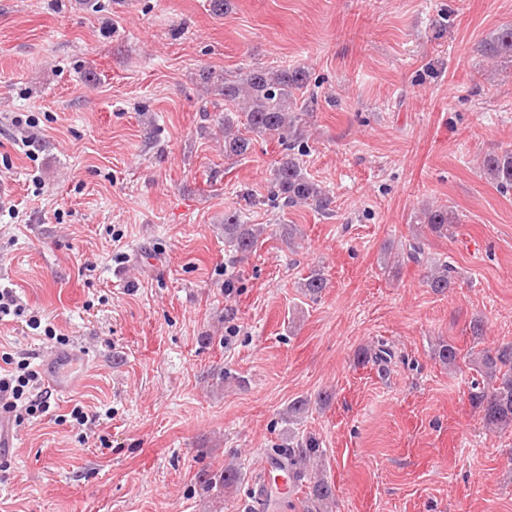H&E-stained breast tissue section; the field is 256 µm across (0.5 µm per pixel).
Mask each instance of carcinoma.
<instances>
[{"label": "carcinoma", "mask_w": 512, "mask_h": 512, "mask_svg": "<svg viewBox=\"0 0 512 512\" xmlns=\"http://www.w3.org/2000/svg\"><path fill=\"white\" fill-rule=\"evenodd\" d=\"M483 56L494 67L512 64V27L500 29L485 40ZM203 83L211 94L224 99V158L234 160L247 155L252 138L269 135L277 138L285 153L275 170L273 194L285 207L309 206L318 211L329 210V195L311 180L300 162L303 127L312 115L309 102L297 92L307 86V75L300 69H270L257 67L234 79L224 73L208 70L202 73ZM483 173L501 189H512V150L491 153L484 157ZM457 223L454 213L441 206L427 214L429 232L448 236ZM266 232L261 224H245L240 215L224 216V239L233 250L245 256L253 251ZM453 267L446 261L434 263V271L427 285L436 293L452 287ZM304 292L317 296L327 287L321 270L313 269L301 283ZM441 362L452 368L460 356L451 343L442 344L438 350ZM476 371L493 381L491 388H480L471 393V399L481 409L488 428L512 424V344L484 351L475 362ZM288 457L301 478L311 482V499L316 512H329L335 496L331 485L310 473L311 459L319 453V442L313 437L288 435Z\"/></svg>", "instance_id": "1"}]
</instances>
